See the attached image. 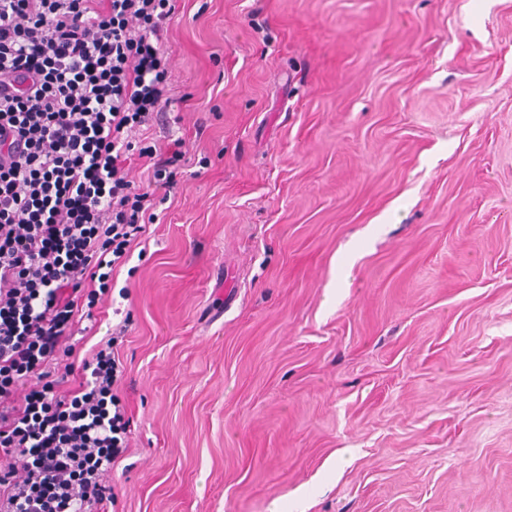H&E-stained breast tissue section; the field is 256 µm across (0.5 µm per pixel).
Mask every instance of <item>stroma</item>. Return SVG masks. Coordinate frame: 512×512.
Returning <instances> with one entry per match:
<instances>
[{
    "label": "stroma",
    "mask_w": 512,
    "mask_h": 512,
    "mask_svg": "<svg viewBox=\"0 0 512 512\" xmlns=\"http://www.w3.org/2000/svg\"><path fill=\"white\" fill-rule=\"evenodd\" d=\"M182 2L112 512H512V0Z\"/></svg>",
    "instance_id": "1"
}]
</instances>
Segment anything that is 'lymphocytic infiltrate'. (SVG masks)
<instances>
[{"label": "lymphocytic infiltrate", "mask_w": 512, "mask_h": 512, "mask_svg": "<svg viewBox=\"0 0 512 512\" xmlns=\"http://www.w3.org/2000/svg\"><path fill=\"white\" fill-rule=\"evenodd\" d=\"M178 2L0 0V512L113 504L121 369L109 342L71 363L72 338L177 185L182 138L130 134L173 103Z\"/></svg>", "instance_id": "obj_1"}]
</instances>
